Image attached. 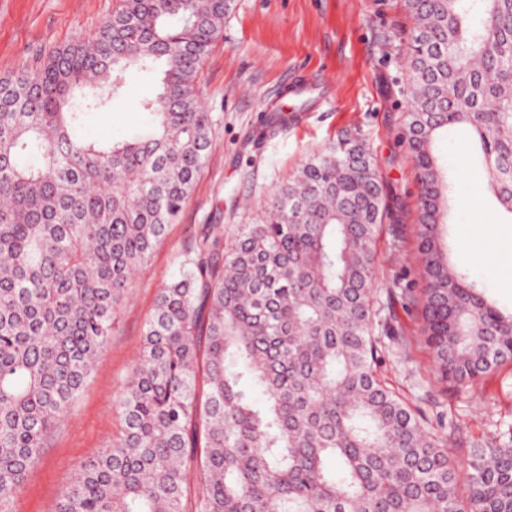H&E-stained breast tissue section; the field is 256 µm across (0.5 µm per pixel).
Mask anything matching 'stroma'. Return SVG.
Segmentation results:
<instances>
[{
    "mask_svg": "<svg viewBox=\"0 0 512 512\" xmlns=\"http://www.w3.org/2000/svg\"><path fill=\"white\" fill-rule=\"evenodd\" d=\"M119 0H0V74L38 65L51 50L94 32ZM413 27L403 0H233L224 32L199 75L201 102L211 112L209 159L174 224L136 270L112 317V336L79 398L29 471L16 512H56L80 463L96 457L121 432L116 399L140 357L144 325L158 292L175 278L185 251L209 224H245L291 179L305 158L343 129H356L375 154L390 207V235L377 247L376 289L395 280L419 282L413 234L419 189L400 140L406 110L404 56ZM313 80L310 101L297 86ZM157 73L130 69L124 98L109 114L90 115L91 137L130 135L142 122L138 100ZM279 108L291 119L274 137L258 139L260 118ZM465 131L450 133L437 152L456 174L458 205L439 227L453 262L502 308L512 307V216L485 191L482 169L469 162ZM426 348L411 361L387 354L388 377L428 415L444 414L450 447L512 428V368L473 388L438 393L428 383Z\"/></svg>",
    "mask_w": 512,
    "mask_h": 512,
    "instance_id": "35a3bbf8",
    "label": "stroma"
}]
</instances>
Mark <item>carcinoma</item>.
I'll list each match as a JSON object with an SVG mask.
<instances>
[{"label": "carcinoma", "mask_w": 512, "mask_h": 512, "mask_svg": "<svg viewBox=\"0 0 512 512\" xmlns=\"http://www.w3.org/2000/svg\"><path fill=\"white\" fill-rule=\"evenodd\" d=\"M413 20L402 141L420 186L424 287L375 293L387 185L364 137L310 154L248 224H211L164 285L117 404L121 435L81 465L56 512H512V428L459 459L387 377L419 341L457 390L512 362V311L449 264L455 184L439 136L469 131L512 215V0H404ZM231 0H120L100 29L0 76V512L109 343L131 276L208 161L197 80ZM156 69L147 121L83 134L126 72ZM288 125L268 117L259 136ZM422 301L421 338L396 324ZM266 395L254 407L243 385Z\"/></svg>", "instance_id": "carcinoma-1"}]
</instances>
